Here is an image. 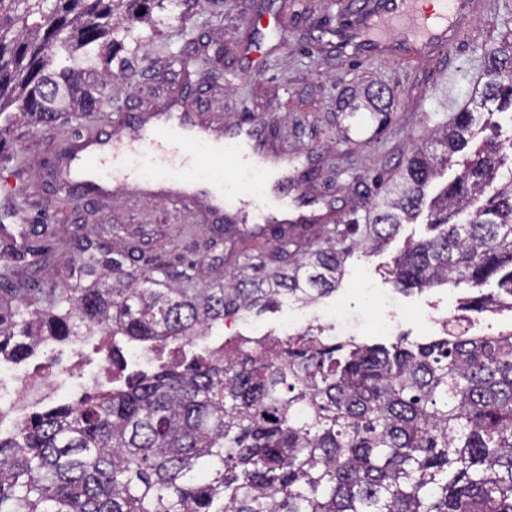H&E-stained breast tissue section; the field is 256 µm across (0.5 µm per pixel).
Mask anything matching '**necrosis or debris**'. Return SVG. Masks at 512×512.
Instances as JSON below:
<instances>
[{
    "label": "necrosis or debris",
    "mask_w": 512,
    "mask_h": 512,
    "mask_svg": "<svg viewBox=\"0 0 512 512\" xmlns=\"http://www.w3.org/2000/svg\"><path fill=\"white\" fill-rule=\"evenodd\" d=\"M422 317L427 327L451 334L482 328L492 313L463 311L451 289L444 307L429 306ZM110 342V337L90 328L65 346L39 345L44 361L38 368H18L11 360L0 359V427H18L41 407L63 398L76 404L90 391L111 384Z\"/></svg>",
    "instance_id": "4bbe7bcc"
}]
</instances>
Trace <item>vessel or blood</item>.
<instances>
[{
  "label": "vessel or blood",
  "mask_w": 512,
  "mask_h": 512,
  "mask_svg": "<svg viewBox=\"0 0 512 512\" xmlns=\"http://www.w3.org/2000/svg\"><path fill=\"white\" fill-rule=\"evenodd\" d=\"M472 6V0H434L425 11L412 7L410 0H381L366 38L379 46L398 37L415 54L442 47L449 44ZM224 144L208 124L181 113L161 112L126 138L101 130L63 140L56 155L55 180L65 191L80 196L133 183L169 188L171 199L181 201L192 196L206 162L230 164L246 180L271 168H288L287 155L236 151L227 157L220 151Z\"/></svg>",
  "instance_id": "vessel-or-blood-1"
}]
</instances>
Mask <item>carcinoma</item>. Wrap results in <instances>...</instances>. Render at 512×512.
I'll use <instances>...</instances> for the list:
<instances>
[{
    "label": "carcinoma",
    "mask_w": 512,
    "mask_h": 512,
    "mask_svg": "<svg viewBox=\"0 0 512 512\" xmlns=\"http://www.w3.org/2000/svg\"><path fill=\"white\" fill-rule=\"evenodd\" d=\"M199 0H0V129L18 112L50 125L107 96L112 61L138 26L183 22ZM488 54L478 105L512 112V52ZM344 118L382 127L394 100L383 84L354 87ZM456 113L430 145L400 162L362 236L327 244L264 277L183 288L182 271L133 274L83 246L100 277L86 288H7L0 354L95 326L106 336L183 344L280 298L336 291L352 247L387 245L428 207L429 239L398 254L396 288L465 286L462 307L512 298V182L497 137L455 164L474 125ZM497 292L486 294L490 281ZM0 512H512V332L424 344L329 342L307 328L264 349L240 341L187 364L138 373L0 434Z\"/></svg>",
    "instance_id": "obj_1"
}]
</instances>
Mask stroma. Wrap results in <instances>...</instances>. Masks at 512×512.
Returning a JSON list of instances; mask_svg holds the SVG:
<instances>
[{
    "mask_svg": "<svg viewBox=\"0 0 512 512\" xmlns=\"http://www.w3.org/2000/svg\"><path fill=\"white\" fill-rule=\"evenodd\" d=\"M474 2L446 48L409 63L391 53H368L353 39L365 0H210L186 22H170L125 51V74L113 80L104 116L67 112L52 127L20 117L8 127L0 151V289L87 285L80 249L85 239L96 252L122 256L138 269L192 265L198 284L217 271L230 279L259 264L276 269L277 239L240 233L255 225L253 213L216 224L193 202L174 205L127 193L77 200L59 191L50 171L59 141L86 133L100 118L125 136L135 116L169 107L239 129L258 150H288L293 161L278 190L305 217L299 251L324 245L335 229L364 223L380 183L395 178L399 161L468 106L485 54L512 43V0ZM371 81L385 84L395 97L390 125L342 136L341 96ZM17 233L38 245V253L16 260L5 255ZM428 235L420 218L401 225L384 248L357 249L347 258L336 292L321 303L358 318L359 343L391 342L374 330L384 307L366 303L362 293L370 276L377 287L394 291L404 308L402 337L437 339L416 313L445 297V287L398 292L389 276L395 256ZM302 307L286 297L276 308L228 317L209 337L157 348L151 365L176 357L188 361L240 336L282 337L285 321Z\"/></svg>",
    "mask_w": 512,
    "mask_h": 512,
    "instance_id": "stroma-1",
    "label": "stroma"
}]
</instances>
